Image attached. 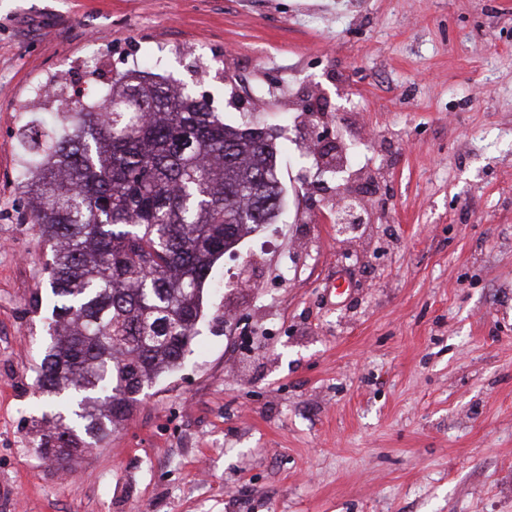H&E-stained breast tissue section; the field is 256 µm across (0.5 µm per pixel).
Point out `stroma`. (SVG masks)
Wrapping results in <instances>:
<instances>
[{
    "label": "stroma",
    "mask_w": 512,
    "mask_h": 512,
    "mask_svg": "<svg viewBox=\"0 0 512 512\" xmlns=\"http://www.w3.org/2000/svg\"><path fill=\"white\" fill-rule=\"evenodd\" d=\"M91 40L272 129L282 193L182 366L61 471L19 130L55 122L33 87L88 90ZM322 138L369 143L347 236ZM0 512H512V0H0ZM342 202V209L336 212V230L339 235H346L359 224H365L363 218L364 211L349 194L343 196ZM352 202H356L357 205Z\"/></svg>",
    "instance_id": "35a3bbf8"
}]
</instances>
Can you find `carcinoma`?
Wrapping results in <instances>:
<instances>
[{"label":"carcinoma","mask_w":512,"mask_h":512,"mask_svg":"<svg viewBox=\"0 0 512 512\" xmlns=\"http://www.w3.org/2000/svg\"><path fill=\"white\" fill-rule=\"evenodd\" d=\"M100 87L87 102L61 96L55 127L20 133L29 219L50 251L36 387L52 413L36 445L63 466L181 365L212 267L281 200L276 148L206 98L136 69Z\"/></svg>","instance_id":"cac0c4a2"}]
</instances>
